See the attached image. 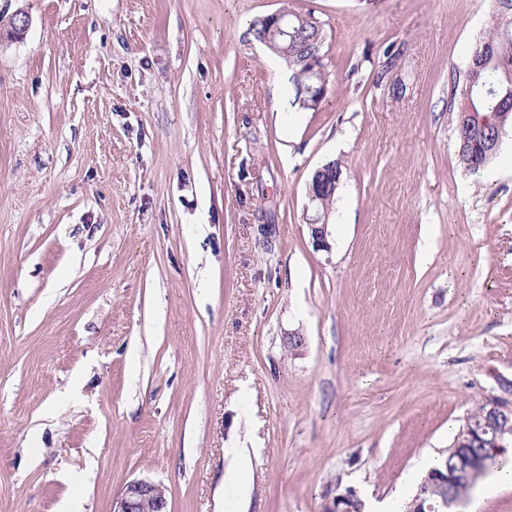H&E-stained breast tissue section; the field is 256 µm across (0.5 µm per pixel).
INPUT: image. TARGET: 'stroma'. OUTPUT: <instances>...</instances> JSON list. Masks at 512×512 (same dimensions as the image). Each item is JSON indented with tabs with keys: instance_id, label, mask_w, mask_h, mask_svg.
Segmentation results:
<instances>
[{
	"instance_id": "stroma-1",
	"label": "stroma",
	"mask_w": 512,
	"mask_h": 512,
	"mask_svg": "<svg viewBox=\"0 0 512 512\" xmlns=\"http://www.w3.org/2000/svg\"><path fill=\"white\" fill-rule=\"evenodd\" d=\"M323 29L317 109L255 39ZM494 0H0V512H222L402 483L512 381V128L455 112ZM341 168L330 251L308 183ZM301 336L294 349L290 340ZM261 20L266 24L271 32L277 34L280 42L271 44L274 49L281 46H288V38L295 40V33L297 31L296 22L290 18L286 12H277L270 15L261 17ZM228 453L231 455L234 464L228 471L227 478L224 477V480L237 483L238 500L242 502L245 485L241 480V475L245 467L250 463L251 449L230 448ZM113 512H168L166 489L160 483L133 479L127 482L112 504Z\"/></svg>"
}]
</instances>
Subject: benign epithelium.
<instances>
[{"label": "benign epithelium", "mask_w": 512, "mask_h": 512, "mask_svg": "<svg viewBox=\"0 0 512 512\" xmlns=\"http://www.w3.org/2000/svg\"><path fill=\"white\" fill-rule=\"evenodd\" d=\"M271 32L277 34L280 42L277 46L288 45V40L295 39L296 22L286 13L277 12L261 17ZM321 57L312 55L304 60V64L313 74V83L301 89L304 105L313 109L319 107L324 90L323 68ZM339 172L336 165L326 164L313 174L309 183L308 196L311 203H319L322 197L336 188ZM329 211L315 208L314 214L306 217L307 226L314 246L318 250L328 251L331 245L328 240ZM506 397L489 398L487 410L482 423L466 417L455 439V466L450 470L429 472L426 482L449 493L462 485H474L491 464L489 450L502 448L504 443L512 439V383L503 386ZM358 499L352 488L336 490V495L323 505V512H350L348 504ZM112 512H168V499L163 485L146 479H133L127 482L119 497L112 505Z\"/></svg>", "instance_id": "benign-epithelium-1"}]
</instances>
